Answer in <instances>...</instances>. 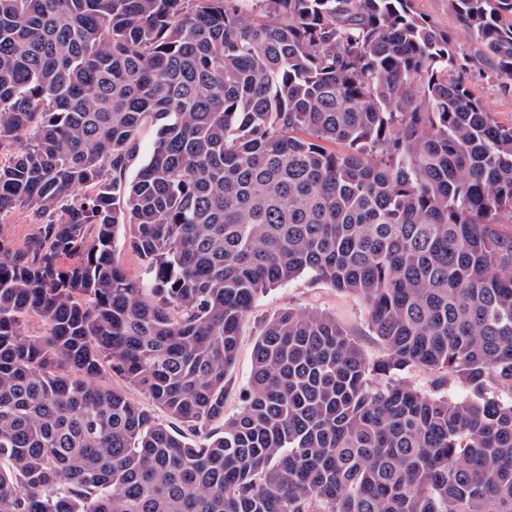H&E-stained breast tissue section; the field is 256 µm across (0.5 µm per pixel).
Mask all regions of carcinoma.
I'll list each match as a JSON object with an SVG mask.
<instances>
[{"mask_svg": "<svg viewBox=\"0 0 512 512\" xmlns=\"http://www.w3.org/2000/svg\"><path fill=\"white\" fill-rule=\"evenodd\" d=\"M448 5L512 93V0ZM467 73L412 0H0V216L52 213L0 237V512H512V126ZM304 275L383 360L284 310L224 418ZM36 225L31 211L17 209L0 217V236L2 235L21 246L32 235ZM288 307L317 309L331 314L357 341L369 362L383 356L382 348L369 331L361 301L322 282L313 281L309 276H303L290 284L260 293L245 314L237 359L229 375L224 417H230L239 410V394L252 373V346L265 321Z\"/></svg>", "mask_w": 512, "mask_h": 512, "instance_id": "1", "label": "carcinoma"}]
</instances>
